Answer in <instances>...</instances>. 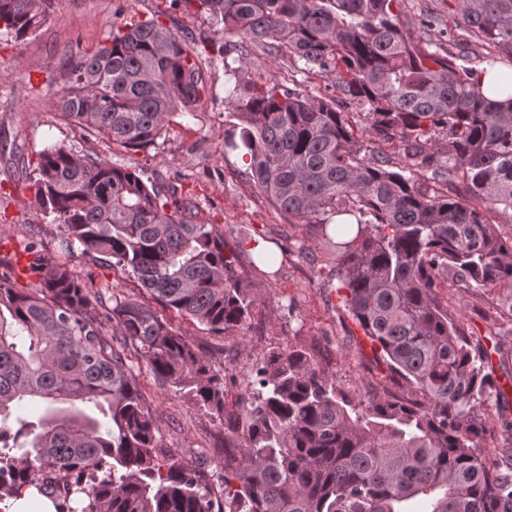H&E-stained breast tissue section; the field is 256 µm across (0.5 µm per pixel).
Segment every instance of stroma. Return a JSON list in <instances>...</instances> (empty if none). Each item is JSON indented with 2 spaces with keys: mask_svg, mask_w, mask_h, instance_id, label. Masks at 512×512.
<instances>
[{
  "mask_svg": "<svg viewBox=\"0 0 512 512\" xmlns=\"http://www.w3.org/2000/svg\"><path fill=\"white\" fill-rule=\"evenodd\" d=\"M151 18L177 35L197 61L204 82L198 103L177 112L153 145L137 151L67 123L53 103L65 85L62 60L78 51H95L113 23ZM398 20L414 45L442 55L448 52L449 33L463 27L450 0H406ZM223 56L222 31L185 0H64L35 33L18 41L0 36V257L21 251L33 237L52 260L69 263L90 282L91 292L108 290L149 302L136 280L113 270L108 260L66 248L63 233L42 214L29 178L14 163L19 156L35 162L47 146L63 143L81 155L139 167L147 185L176 192L194 222L207 225L223 241L226 253L241 251L253 238L284 251L279 271L268 277L240 264L254 300L245 329L216 335L171 310L163 312L173 329L185 333L225 374L228 390L244 394L252 386L255 366L273 352L300 344L315 351L321 368L350 392L364 396L385 388L410 396V384L391 379L376 346L348 311L336 277V251L324 244L318 225L291 224L254 186L238 155L225 151V140L238 135L240 122L224 105L229 82ZM236 68L243 81L295 85L318 98L336 94L330 78L302 71L287 53L270 54L259 45L249 46ZM438 297L449 315L472 328L475 336L500 334L504 350L512 352V318L502 309L512 297L506 289L474 292L443 285ZM133 365L143 405L159 425L161 445L221 490L223 421L176 387L156 381L141 359Z\"/></svg>",
  "mask_w": 512,
  "mask_h": 512,
  "instance_id": "35a3bbf8",
  "label": "stroma"
}]
</instances>
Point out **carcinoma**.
Segmentation results:
<instances>
[{
	"instance_id": "obj_1",
	"label": "carcinoma",
	"mask_w": 512,
	"mask_h": 512,
	"mask_svg": "<svg viewBox=\"0 0 512 512\" xmlns=\"http://www.w3.org/2000/svg\"><path fill=\"white\" fill-rule=\"evenodd\" d=\"M63 0H0V34L41 28ZM224 31V74L260 42L333 78L338 97L298 87L228 88L241 121L224 142L277 209L297 222L337 224L346 306L413 399L388 390L355 400L298 346L274 352L245 397L227 405L224 376L189 339L128 298L91 297L65 264L31 238L23 253L36 288L16 287L17 258H0V512L29 487L55 512H512V448L490 456L493 429L512 442V399L488 347L448 315L436 288L512 291V236L488 214L512 212V96L485 97L455 54L424 53L396 22L402 0H194ZM472 38L512 59V0H454ZM57 109L84 131L126 149L160 135L196 103L201 71L179 38L153 19L114 24L92 53L63 63ZM392 146L388 155L352 125ZM453 177L471 203L417 182ZM43 213L67 245L102 255L164 308L223 334L244 328L253 300L239 256L186 216L137 167L40 155L33 177ZM155 379L224 420V504L196 468L160 445L127 345ZM26 399L44 415L13 414Z\"/></svg>"
}]
</instances>
